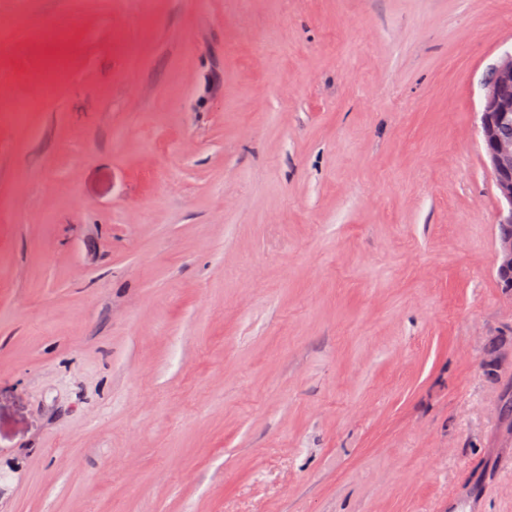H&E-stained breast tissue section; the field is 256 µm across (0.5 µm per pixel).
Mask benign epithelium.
<instances>
[{
    "mask_svg": "<svg viewBox=\"0 0 512 512\" xmlns=\"http://www.w3.org/2000/svg\"><path fill=\"white\" fill-rule=\"evenodd\" d=\"M478 120L500 202L496 275L503 287L512 288V51L490 68Z\"/></svg>",
    "mask_w": 512,
    "mask_h": 512,
    "instance_id": "benign-epithelium-1",
    "label": "benign epithelium"
}]
</instances>
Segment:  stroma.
<instances>
[{"label": "stroma", "instance_id": "1", "mask_svg": "<svg viewBox=\"0 0 512 512\" xmlns=\"http://www.w3.org/2000/svg\"><path fill=\"white\" fill-rule=\"evenodd\" d=\"M510 50L512 0H0V512H512ZM478 120L500 202L496 275L503 288H512V50L490 68Z\"/></svg>", "mask_w": 512, "mask_h": 512}]
</instances>
